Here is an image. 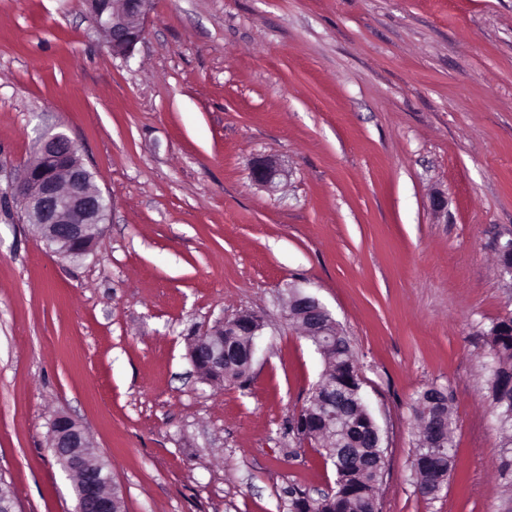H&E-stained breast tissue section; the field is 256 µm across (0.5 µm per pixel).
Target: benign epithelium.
<instances>
[{"label":"benign epithelium","instance_id":"benign-epithelium-1","mask_svg":"<svg viewBox=\"0 0 512 512\" xmlns=\"http://www.w3.org/2000/svg\"><path fill=\"white\" fill-rule=\"evenodd\" d=\"M152 0H112V14L104 18L90 14L94 27L105 37L112 54L130 57L145 35V25ZM252 181L268 190L278 187L277 179L287 176L280 164L269 157H257L250 165ZM22 218L37 236L55 247V253L68 257L88 252L100 233L109 205L97 186L91 184L90 170L83 162L74 142L57 132L42 138L39 150L25 169L23 180L10 186ZM287 317L304 336H324L339 329L322 302L300 290H292L285 301ZM236 336H258L263 329L260 318L242 313L223 319L203 329L190 345L196 369L224 372V344L208 343L226 327ZM428 445L435 448L448 432L443 407L448 405L444 392L432 396ZM51 450L65 473L80 475L82 484L75 490L74 512H122L123 501L113 485L103 486V467L109 466L83 425L63 413L51 420ZM17 500L10 484L0 478V512H16Z\"/></svg>","mask_w":512,"mask_h":512}]
</instances>
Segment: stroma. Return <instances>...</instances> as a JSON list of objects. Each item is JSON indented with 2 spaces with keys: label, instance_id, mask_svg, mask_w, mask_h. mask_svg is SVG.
I'll list each match as a JSON object with an SVG mask.
<instances>
[{
  "label": "stroma",
  "instance_id": "35a3bbf8",
  "mask_svg": "<svg viewBox=\"0 0 512 512\" xmlns=\"http://www.w3.org/2000/svg\"><path fill=\"white\" fill-rule=\"evenodd\" d=\"M47 130L112 204L80 260L6 195ZM262 155L276 191L250 177ZM511 238L512 0H152L126 60L85 0H0V477L18 512H74L64 412L125 512H288V486H334L288 433L323 370L284 314L295 284L357 356L381 512H507L483 334L512 315ZM242 311L264 323L246 385L203 382L193 336ZM432 385L455 459L425 498ZM250 176L256 185L268 191H275L279 183L276 182V179L287 178L288 174L276 160L269 157H257L251 162Z\"/></svg>",
  "mask_w": 512,
  "mask_h": 512
}]
</instances>
